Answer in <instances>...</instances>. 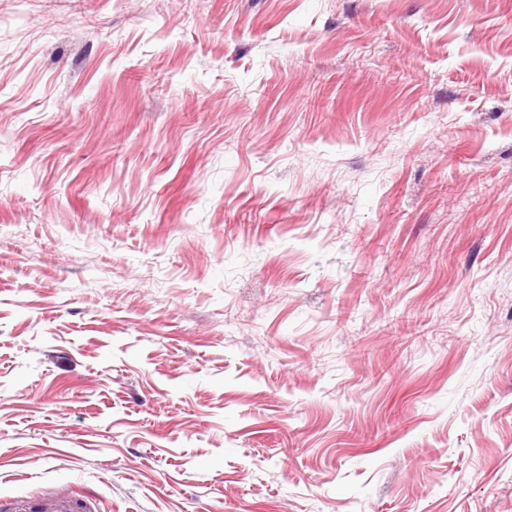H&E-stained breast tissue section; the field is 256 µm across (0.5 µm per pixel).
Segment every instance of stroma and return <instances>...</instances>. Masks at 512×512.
<instances>
[{
	"label": "stroma",
	"instance_id": "obj_1",
	"mask_svg": "<svg viewBox=\"0 0 512 512\" xmlns=\"http://www.w3.org/2000/svg\"><path fill=\"white\" fill-rule=\"evenodd\" d=\"M512 512V0H0V496Z\"/></svg>",
	"mask_w": 512,
	"mask_h": 512
}]
</instances>
